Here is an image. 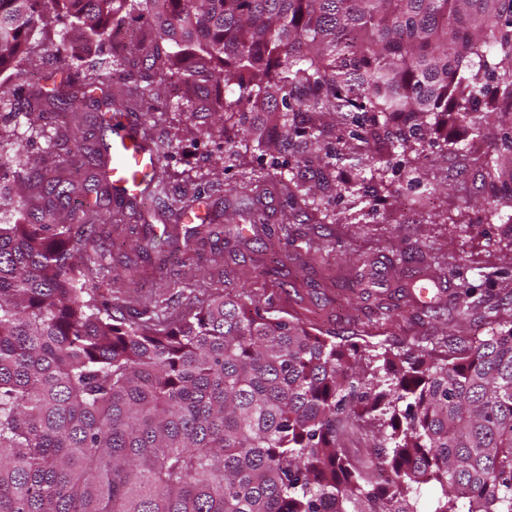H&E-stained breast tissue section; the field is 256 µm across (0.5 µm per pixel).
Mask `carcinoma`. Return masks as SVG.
<instances>
[{"instance_id":"cac0c4a2","label":"carcinoma","mask_w":512,"mask_h":512,"mask_svg":"<svg viewBox=\"0 0 512 512\" xmlns=\"http://www.w3.org/2000/svg\"><path fill=\"white\" fill-rule=\"evenodd\" d=\"M63 18L102 45L129 18L153 38L73 51L54 93L27 96L31 114L63 105L66 165L28 166L0 129V512H512V326L373 354L208 289L174 320L126 323L97 294L112 218L70 203L89 191L72 126L95 89L109 112L131 94L207 112L231 166L282 157L260 178L325 220L358 185L434 194L421 155L476 113L512 159V0H0V73L23 76L31 32ZM208 85L227 95L200 108L188 91Z\"/></svg>"}]
</instances>
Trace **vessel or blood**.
Returning a JSON list of instances; mask_svg holds the SVG:
<instances>
[{
	"instance_id": "vessel-or-blood-1",
	"label": "vessel or blood",
	"mask_w": 512,
	"mask_h": 512,
	"mask_svg": "<svg viewBox=\"0 0 512 512\" xmlns=\"http://www.w3.org/2000/svg\"><path fill=\"white\" fill-rule=\"evenodd\" d=\"M137 129L120 117L112 119V192L126 198L142 194L152 181L160 158L153 148H138Z\"/></svg>"
}]
</instances>
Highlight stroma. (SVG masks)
<instances>
[{"label": "stroma", "instance_id": "35a3bbf8", "mask_svg": "<svg viewBox=\"0 0 512 512\" xmlns=\"http://www.w3.org/2000/svg\"><path fill=\"white\" fill-rule=\"evenodd\" d=\"M32 42L27 78L0 74V113L34 160L45 154L58 118L50 110L28 122L22 98L11 89L20 84L52 92L66 75L67 48H80L89 59L100 48L60 23L34 33ZM149 106L151 122L144 117ZM119 110L146 126L150 143L161 144L162 181L118 204L103 170L88 169L103 193L101 212L123 213L120 223L99 228L106 269L98 286L111 292L114 316L174 319L191 307L202 284L230 294L245 285L261 308L299 319L333 341L408 354L433 347L448 332L485 336L491 321L512 315V238L488 211L481 161L494 151L492 135L467 147L452 131L447 150H430L420 167L436 194L399 192L368 206L347 197L335 207L339 222L330 223L305 207H287L282 185L255 181L268 157L253 153L246 169H225L222 138L200 134L167 97L126 100ZM194 183L208 199L200 229L178 218L182 194ZM255 210L264 223L248 222ZM274 251L280 263H269ZM463 281L475 308L460 300ZM423 285L429 289L424 300Z\"/></svg>", "mask_w": 512, "mask_h": 512}]
</instances>
